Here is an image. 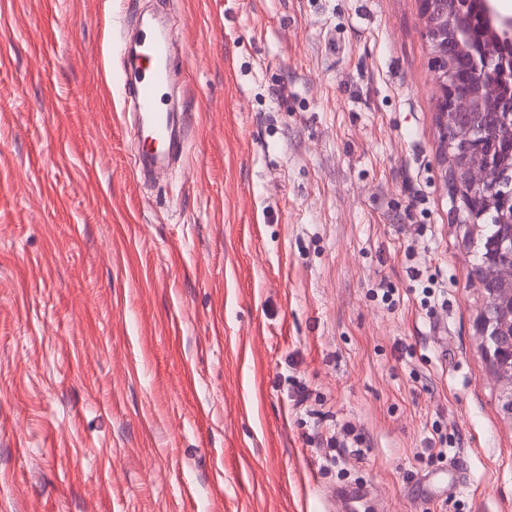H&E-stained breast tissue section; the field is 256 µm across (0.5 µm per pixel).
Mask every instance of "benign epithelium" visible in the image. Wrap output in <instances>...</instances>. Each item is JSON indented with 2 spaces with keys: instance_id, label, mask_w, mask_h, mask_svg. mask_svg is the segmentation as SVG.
I'll return each mask as SVG.
<instances>
[{
  "instance_id": "1",
  "label": "benign epithelium",
  "mask_w": 512,
  "mask_h": 512,
  "mask_svg": "<svg viewBox=\"0 0 512 512\" xmlns=\"http://www.w3.org/2000/svg\"><path fill=\"white\" fill-rule=\"evenodd\" d=\"M496 0H420L435 59L445 182L456 223L477 232L478 322L512 410V14Z\"/></svg>"
}]
</instances>
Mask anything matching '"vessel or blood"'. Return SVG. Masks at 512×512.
I'll return each instance as SVG.
<instances>
[{"label": "vessel or blood", "instance_id": "vessel-or-blood-1", "mask_svg": "<svg viewBox=\"0 0 512 512\" xmlns=\"http://www.w3.org/2000/svg\"><path fill=\"white\" fill-rule=\"evenodd\" d=\"M138 43L139 58L126 67L123 90L125 103L131 104L137 116L135 136L149 137L157 143L156 151L138 153L139 168L146 172L182 155L183 142L175 135L172 116L159 96L160 89L170 84L174 67L164 25L142 31Z\"/></svg>", "mask_w": 512, "mask_h": 512}]
</instances>
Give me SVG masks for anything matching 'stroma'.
<instances>
[{"label": "stroma", "mask_w": 512, "mask_h": 512, "mask_svg": "<svg viewBox=\"0 0 512 512\" xmlns=\"http://www.w3.org/2000/svg\"><path fill=\"white\" fill-rule=\"evenodd\" d=\"M433 76L418 0H0V512H512ZM138 43L139 58L135 65L129 59L124 72V103L131 104L137 116L134 135L151 137L157 142L154 152L138 151L139 171L160 167L170 158L183 153V140L174 133L172 114L162 105L159 91L171 82L174 58L163 23L143 30Z\"/></svg>", "instance_id": "obj_1"}]
</instances>
